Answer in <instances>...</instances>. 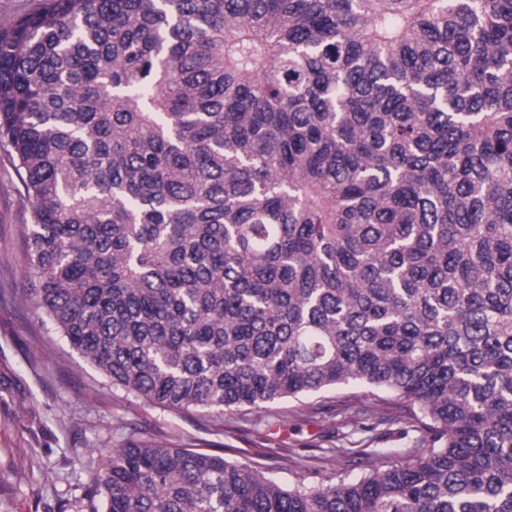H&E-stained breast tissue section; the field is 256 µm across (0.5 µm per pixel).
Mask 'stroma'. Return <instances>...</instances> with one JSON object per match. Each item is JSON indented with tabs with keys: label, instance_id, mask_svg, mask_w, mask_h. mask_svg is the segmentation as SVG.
Here are the masks:
<instances>
[{
	"label": "stroma",
	"instance_id": "stroma-1",
	"mask_svg": "<svg viewBox=\"0 0 512 512\" xmlns=\"http://www.w3.org/2000/svg\"><path fill=\"white\" fill-rule=\"evenodd\" d=\"M8 151L0 147V512H85L94 477L114 448L135 437L165 447L228 453L288 483L320 481L360 469L322 451L390 452L391 462L420 456L425 445L400 425L375 439L345 435L343 400L359 386L285 399L240 419L227 412L177 413L144 404L111 384L59 335L38 309L24 262L23 201ZM328 410H318L320 401Z\"/></svg>",
	"mask_w": 512,
	"mask_h": 512
}]
</instances>
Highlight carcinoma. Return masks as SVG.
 Here are the masks:
<instances>
[{"mask_svg":"<svg viewBox=\"0 0 512 512\" xmlns=\"http://www.w3.org/2000/svg\"><path fill=\"white\" fill-rule=\"evenodd\" d=\"M38 308L112 387L240 417L359 384L412 463L288 486L129 440L89 512H512V0H37L0 144Z\"/></svg>","mask_w":512,"mask_h":512,"instance_id":"carcinoma-1","label":"carcinoma"}]
</instances>
